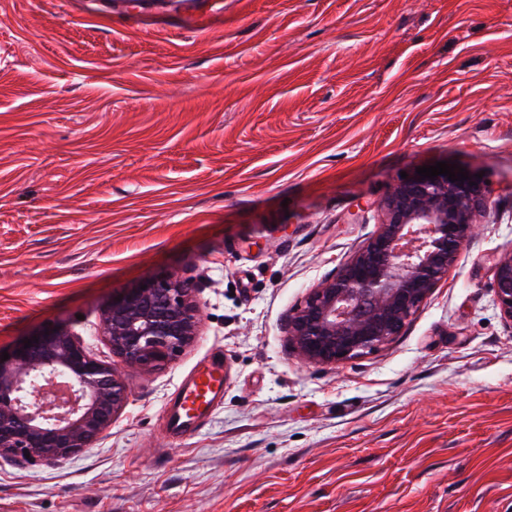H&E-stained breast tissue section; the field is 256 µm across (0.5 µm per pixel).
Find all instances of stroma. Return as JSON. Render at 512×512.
Masks as SVG:
<instances>
[{"mask_svg":"<svg viewBox=\"0 0 512 512\" xmlns=\"http://www.w3.org/2000/svg\"><path fill=\"white\" fill-rule=\"evenodd\" d=\"M490 208L404 333L330 367L285 320L402 175ZM512 0H224L200 34L96 0H0V349L63 325L98 358L114 294L176 273L203 310L93 447L0 460V512H512ZM228 367L198 433L164 426ZM493 289L500 312L512 322V251L497 258ZM224 375V359L217 358L181 388L165 425L171 439L180 440L199 431L207 413L224 393Z\"/></svg>","mask_w":512,"mask_h":512,"instance_id":"obj_1","label":"stroma"}]
</instances>
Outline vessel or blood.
Returning a JSON list of instances; mask_svg holds the SVG:
<instances>
[{"instance_id": "obj_1", "label": "vessel or blood", "mask_w": 512, "mask_h": 512, "mask_svg": "<svg viewBox=\"0 0 512 512\" xmlns=\"http://www.w3.org/2000/svg\"><path fill=\"white\" fill-rule=\"evenodd\" d=\"M175 8L205 28L221 26L224 20L222 0H175ZM224 375V361L217 358L181 388L165 425L170 438L180 440L199 431L207 413L224 393Z\"/></svg>"}]
</instances>
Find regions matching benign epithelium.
Masks as SVG:
<instances>
[{
  "mask_svg": "<svg viewBox=\"0 0 512 512\" xmlns=\"http://www.w3.org/2000/svg\"><path fill=\"white\" fill-rule=\"evenodd\" d=\"M486 207L487 189L471 177L400 181L377 232L288 314L291 349L336 366L392 342L448 278ZM144 285L112 296L101 312V335L119 362L97 358L65 326L0 360V459L51 463L91 447L127 404L124 368L154 371L191 345L202 324L196 284L171 275ZM493 289L512 321V250L494 264Z\"/></svg>",
  "mask_w": 512,
  "mask_h": 512,
  "instance_id": "obj_1",
  "label": "benign epithelium"
}]
</instances>
